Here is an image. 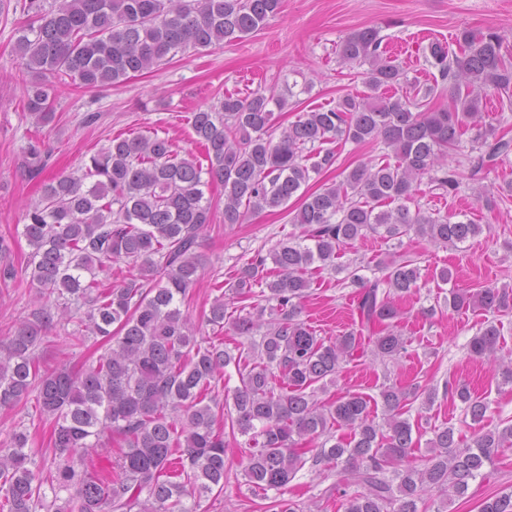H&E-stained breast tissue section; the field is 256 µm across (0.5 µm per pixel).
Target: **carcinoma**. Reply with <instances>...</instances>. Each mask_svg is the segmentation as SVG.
Wrapping results in <instances>:
<instances>
[{
  "mask_svg": "<svg viewBox=\"0 0 512 512\" xmlns=\"http://www.w3.org/2000/svg\"><path fill=\"white\" fill-rule=\"evenodd\" d=\"M281 0H0V16L20 11L29 24L18 30L20 66L35 76L25 110L36 124L55 119L54 79L63 75L86 88L120 83L172 59L188 48L216 49L267 26ZM372 27L339 45V63L367 66L366 94H346L336 105L300 111L275 134L274 112L296 96L274 83L241 97L226 93L215 107L188 117L208 165L179 156L158 130L117 135L89 157L82 175L58 174L42 183L29 206L22 235L31 247L24 274L37 285L34 320L21 321L0 345V411L35 402L50 425L54 468L45 469L43 449L25 430L0 438V512H199L200 499L224 490L230 433L247 437L242 465L246 482L268 500L307 463L340 468L330 488L343 512H445L464 497L469 482L488 480L502 449L512 446V419L486 423L490 402L465 382L445 383V393L479 425L462 445L451 427H433L427 455L416 456L420 438L405 414L436 390L416 385L380 387L378 397L347 391L321 400L350 364L370 356L382 362L405 352L396 330L397 299L417 291L413 259L379 260L382 276L352 274L360 283L358 326L321 337L301 319L310 296L312 265L340 271L341 247L369 235L402 240L410 233L457 248L480 226L448 215L410 209L423 176L441 195H454L460 173L448 166L463 127L475 129L483 153L471 166L476 178L509 158L512 140L482 129L481 104L490 94L512 95V62L495 32L464 28L455 36L460 53L431 41L425 61L450 82L451 106L420 112L433 87L420 88L388 56ZM380 143L395 161L361 163L311 194V175L336 162V143ZM32 179L46 168L37 144L24 151ZM90 179V186L84 181ZM224 187V223L242 224L251 214L303 198L290 223L298 228L265 257L243 264L230 285L241 303L225 320L228 301L213 299L205 324L231 327L249 343L197 337L181 306L196 287L198 241L211 224L210 185ZM272 261L274 271L266 269ZM125 262L134 273L105 284ZM259 286L256 292L253 287ZM259 298L264 304L253 302ZM452 310L498 313L512 308V289L488 285L476 292L451 289ZM57 319L75 321L73 346L88 341L108 349L78 370L45 359L44 329ZM492 321L469 342L477 359L498 367L512 386V351L500 344ZM234 367L239 385L213 394ZM347 433L336 435L338 430ZM117 446L108 469L91 457ZM490 470H484V466ZM442 499L433 509L427 492ZM479 512H512V491L481 503Z\"/></svg>",
  "mask_w": 512,
  "mask_h": 512,
  "instance_id": "1",
  "label": "carcinoma"
}]
</instances>
